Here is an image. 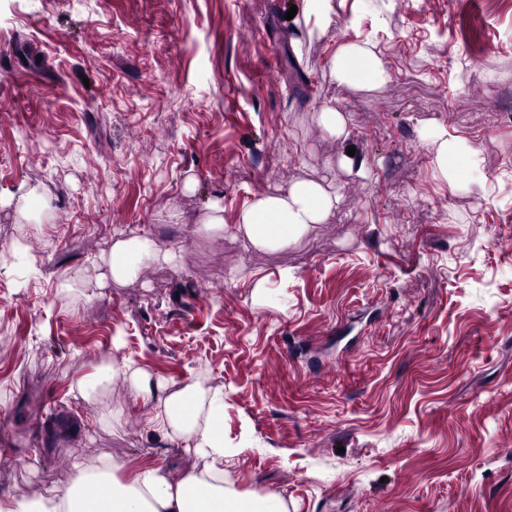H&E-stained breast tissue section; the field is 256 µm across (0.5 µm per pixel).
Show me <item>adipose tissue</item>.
Returning <instances> with one entry per match:
<instances>
[{"label":"adipose tissue","instance_id":"obj_1","mask_svg":"<svg viewBox=\"0 0 512 512\" xmlns=\"http://www.w3.org/2000/svg\"><path fill=\"white\" fill-rule=\"evenodd\" d=\"M338 81L384 83L389 73L381 56L367 45L346 42L332 57ZM433 163L446 182L455 178L456 165L469 153L465 139L431 130ZM337 202L335 190L315 181H299L277 195L259 197L240 210L235 226L250 246L259 250H284L324 223ZM149 237L133 235L117 240L108 262L113 280L135 276L149 261L171 260ZM96 380L120 379L133 399L154 401L157 413L153 430L169 439L183 440L204 459L203 470L171 480L155 463L141 465L134 477L120 481L117 462L99 459L93 468L78 469L61 489L35 498L0 500V512H287L283 500L273 494L243 496L224 475V429L220 416L224 394L193 381L177 389L152 383L145 372L129 365H101ZM98 488L96 497H86L85 484Z\"/></svg>","mask_w":512,"mask_h":512}]
</instances>
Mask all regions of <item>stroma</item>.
Returning <instances> with one entry per match:
<instances>
[{
	"mask_svg": "<svg viewBox=\"0 0 512 512\" xmlns=\"http://www.w3.org/2000/svg\"><path fill=\"white\" fill-rule=\"evenodd\" d=\"M304 6L0 0V499L99 457L123 481L202 467L122 381L79 392L114 360L223 391L242 495L512 512V0H343L324 30ZM364 41L389 80L336 81L338 46ZM327 104L347 139L318 125ZM430 128L474 149L453 183ZM351 146L367 176L339 167ZM300 180L335 188L326 223L284 251L236 237L245 202ZM214 197L220 231L202 224ZM131 231L175 257L117 282L107 260Z\"/></svg>",
	"mask_w": 512,
	"mask_h": 512,
	"instance_id": "1",
	"label": "stroma"
}]
</instances>
